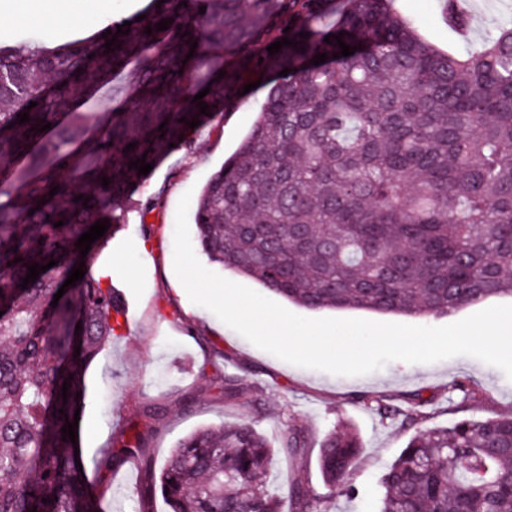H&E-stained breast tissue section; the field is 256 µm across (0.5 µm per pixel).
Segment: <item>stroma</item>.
<instances>
[{
  "label": "stroma",
  "instance_id": "stroma-1",
  "mask_svg": "<svg viewBox=\"0 0 512 512\" xmlns=\"http://www.w3.org/2000/svg\"><path fill=\"white\" fill-rule=\"evenodd\" d=\"M147 0H0V41L21 48L54 46L96 34L121 16L142 11ZM396 8L414 17L420 32L438 44L458 48L481 42L512 19V0H472L471 29L466 37L450 32L442 18V0H395ZM56 14L55 23L27 24L29 12ZM267 96L265 87L231 96L218 126L195 132L190 147L162 148L158 164L136 176L130 190L128 222L115 234L93 265L125 302L128 324L88 367L78 446L85 461L100 459L112 445L118 425L142 420L147 406L167 407L166 427L149 443L156 462H164L174 443L205 425L247 421L269 439L286 424L302 425L309 438L305 459L276 457L272 487L288 494L297 484L309 487L320 512H379L381 479L417 432L464 418L512 416V380L498 368L469 356L431 364L394 361L381 370L356 377L333 375L287 363L263 351L192 303L173 268L178 202L185 192L200 194L216 171L250 133ZM160 195L153 217L154 234L147 249L135 204ZM242 378L251 393L236 403L224 402L210 389L216 372ZM472 390L463 397L458 385ZM387 396L406 406L415 396L427 403L414 423L383 421L364 405L369 394ZM338 422L353 425L363 446L349 472L353 495H334L318 469V443ZM87 478L112 512H137L134 491L141 472L129 463L116 470L88 469Z\"/></svg>",
  "mask_w": 512,
  "mask_h": 512
}]
</instances>
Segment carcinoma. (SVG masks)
Listing matches in <instances>:
<instances>
[{
    "label": "carcinoma",
    "instance_id": "obj_1",
    "mask_svg": "<svg viewBox=\"0 0 512 512\" xmlns=\"http://www.w3.org/2000/svg\"><path fill=\"white\" fill-rule=\"evenodd\" d=\"M180 2L148 0L144 19L114 20L106 37L0 45V512H100L61 428L82 404L79 370L125 326L115 290L92 272L110 232L92 243L84 278L51 303L79 267L78 238L102 219L124 223L119 203L138 173L128 163H155L162 146L187 145L186 122L209 120L193 102L207 87L202 101L215 117L230 92L269 86L251 132L197 199L195 237L209 263L312 311L449 316L512 295V21L460 55L420 34L393 0ZM443 9L448 27L467 26L455 0ZM166 18L169 29L145 33ZM119 25L129 34L108 53ZM331 33L361 49L333 57ZM284 37L298 46L269 54ZM132 64L138 81L125 112L82 110ZM25 112L30 120L18 123ZM295 227L305 229L299 242ZM51 260L19 287L27 266ZM215 388L226 402L248 394L230 376ZM364 402L383 421L412 420L424 404ZM144 417L94 462H139L138 512H154L158 495L171 512H317L306 487L287 499L270 490L274 456H304L302 426L288 425L274 444L246 422L203 426L159 467L148 441L168 413L149 407ZM359 448L353 429L323 434L318 467L330 491L351 492L345 478ZM383 484L380 512H512V417L413 436Z\"/></svg>",
    "mask_w": 512,
    "mask_h": 512
}]
</instances>
